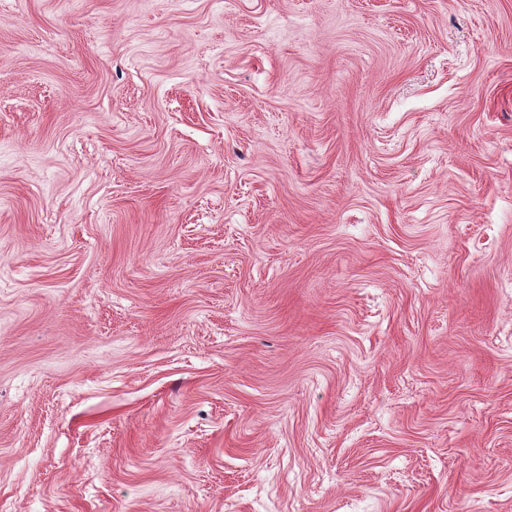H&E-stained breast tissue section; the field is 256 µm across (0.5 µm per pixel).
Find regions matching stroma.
I'll use <instances>...</instances> for the list:
<instances>
[{"mask_svg":"<svg viewBox=\"0 0 512 512\" xmlns=\"http://www.w3.org/2000/svg\"><path fill=\"white\" fill-rule=\"evenodd\" d=\"M0 512H512V0H0Z\"/></svg>","mask_w":512,"mask_h":512,"instance_id":"stroma-1","label":"stroma"}]
</instances>
